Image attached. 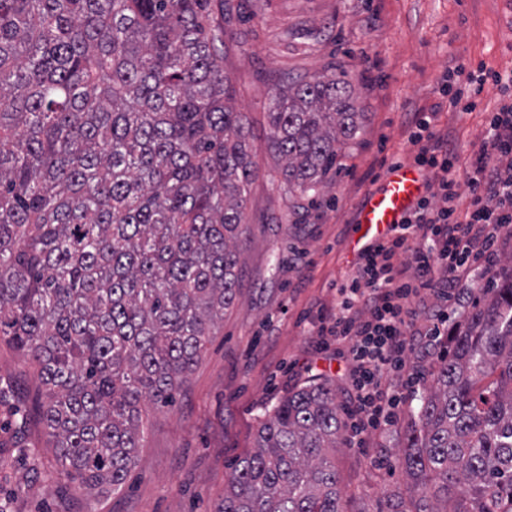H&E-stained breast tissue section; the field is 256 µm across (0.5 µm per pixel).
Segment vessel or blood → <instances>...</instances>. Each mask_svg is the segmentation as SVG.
<instances>
[{
  "mask_svg": "<svg viewBox=\"0 0 512 512\" xmlns=\"http://www.w3.org/2000/svg\"><path fill=\"white\" fill-rule=\"evenodd\" d=\"M424 191L425 180L416 166L390 167L356 214L351 230L355 247L362 251L385 240L392 226L412 213Z\"/></svg>",
  "mask_w": 512,
  "mask_h": 512,
  "instance_id": "1",
  "label": "vessel or blood"
}]
</instances>
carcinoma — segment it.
Returning <instances> with one entry per match:
<instances>
[{
	"instance_id": "obj_1",
	"label": "carcinoma",
	"mask_w": 512,
	"mask_h": 512,
	"mask_svg": "<svg viewBox=\"0 0 512 512\" xmlns=\"http://www.w3.org/2000/svg\"><path fill=\"white\" fill-rule=\"evenodd\" d=\"M210 0H0V342L27 356L67 477L119 491L142 411L174 403L237 297L258 176ZM365 118L344 72L288 76L267 112L290 201ZM448 333L378 512H512V256ZM336 391L286 395L216 512H345Z\"/></svg>"
}]
</instances>
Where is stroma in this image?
<instances>
[{
    "label": "stroma",
    "mask_w": 512,
    "mask_h": 512,
    "mask_svg": "<svg viewBox=\"0 0 512 512\" xmlns=\"http://www.w3.org/2000/svg\"><path fill=\"white\" fill-rule=\"evenodd\" d=\"M233 41L224 66L235 107L255 137L258 175L246 208L249 233L239 287L172 407L143 412L144 441L123 488L101 493L63 477L38 404L30 362L0 343V512H215L236 462L250 454L274 404L314 375L348 399L344 360L321 351L318 311L336 305L334 287L354 261L347 221L375 184L366 172L409 164L408 113L439 106L435 130L452 134L462 160L479 151L498 89L485 84L468 114L442 108L448 66L512 69V0H227ZM343 66L366 118L317 193L289 207L267 141L274 84L290 74ZM411 405L390 426L345 442L336 471L347 512H377L406 480L398 450Z\"/></svg>",
    "instance_id": "obj_1"
}]
</instances>
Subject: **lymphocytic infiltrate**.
<instances>
[{"mask_svg":"<svg viewBox=\"0 0 512 512\" xmlns=\"http://www.w3.org/2000/svg\"><path fill=\"white\" fill-rule=\"evenodd\" d=\"M462 81L479 89L490 81L500 91L478 153L462 161L452 141L435 132L434 112L415 110L407 141L414 164L430 173L437 190L420 199L388 240L356 259L336 287L335 310L320 316L322 346L343 345L350 362L345 384L356 437L393 422L418 391L408 355L424 293L450 302L476 266L492 269L495 244L512 228V70L449 68L441 90L465 114L474 105L457 91ZM463 172L472 194L466 207L458 192Z\"/></svg>","mask_w":512,"mask_h":512,"instance_id":"lymphocytic-infiltrate-1","label":"lymphocytic infiltrate"}]
</instances>
